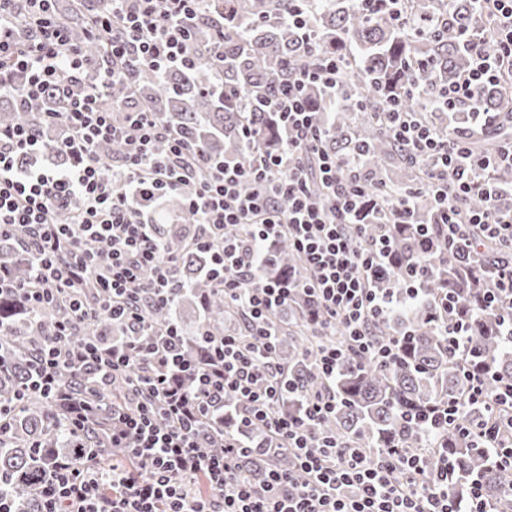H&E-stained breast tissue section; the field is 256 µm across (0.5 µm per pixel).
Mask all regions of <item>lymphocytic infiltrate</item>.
<instances>
[{"instance_id": "1", "label": "lymphocytic infiltrate", "mask_w": 512, "mask_h": 512, "mask_svg": "<svg viewBox=\"0 0 512 512\" xmlns=\"http://www.w3.org/2000/svg\"><path fill=\"white\" fill-rule=\"evenodd\" d=\"M92 2L89 34L103 40L107 61L91 80L81 49L55 20L56 0H0V95L39 108L36 125L0 127V238L27 231L32 267L30 280L18 283L0 266V294L17 293L33 310L52 303L68 308L15 399L53 397L65 376L83 370L102 383L124 382L136 398L134 407L113 406L103 421L89 406L64 419L74 436L100 426L130 462L104 470L91 455L57 461L36 512H491L475 484L465 501L449 499L455 466L447 449H439L429 474L426 449L379 448L369 455L338 442L324 427L336 410L331 391L305 395L295 412L280 406L275 318L297 292L313 304L306 324L318 339L315 358L327 380L352 353L397 363L398 339L379 341L372 322L427 296L450 352L464 348L468 335L466 320L452 317L459 296L430 293L431 261L408 264L403 288L383 293L374 286L388 271L391 227L377 238L364 236L369 202L362 153L339 157L325 150V129L307 100L312 86L341 96L335 56L315 54L293 81L281 82L266 105L287 140L244 167L194 148L159 113L135 104L119 110L107 100L112 84L135 87L143 71L195 66L201 55L189 28L213 0ZM487 2L472 24L467 71L438 92L447 111L471 103L465 131H437L401 98L378 113L384 129L425 170L417 188L381 205L394 225L415 224L417 194L432 193L436 222L415 224L419 250L427 252L434 235L445 236L463 267L476 262L483 240L499 242L502 255L482 272L489 285L479 309L500 317L512 347V311H503L512 308V207L501 204L512 198V183L494 185L486 176L489 164L512 167V142L492 160L469 148L494 124L491 113L474 106L480 89L512 79V0ZM110 141L122 142L121 155H102ZM35 151L60 152L72 162L21 167L19 158ZM315 179L322 192L313 191ZM247 181L252 191H243ZM170 193L186 202L194 228L187 248L209 255L224 304L244 326L243 334L207 339L201 364L183 358L180 325L157 328L147 320L150 309L171 302L177 286L178 254L150 220L155 204ZM476 196L483 206L466 209ZM281 237L304 272L262 280L264 246ZM96 313L125 325L127 337L108 345L73 341L76 324ZM489 372V366H474L466 403L436 405L417 420L454 422L471 406L512 409V382L489 393ZM231 398L238 403L239 429L263 424L271 439L285 443L294 468L269 469L257 483L242 468L250 446L227 442L220 453H202L210 416Z\"/></svg>"}]
</instances>
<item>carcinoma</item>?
<instances>
[{
	"label": "carcinoma",
	"mask_w": 512,
	"mask_h": 512,
	"mask_svg": "<svg viewBox=\"0 0 512 512\" xmlns=\"http://www.w3.org/2000/svg\"><path fill=\"white\" fill-rule=\"evenodd\" d=\"M91 4L87 0H70L58 10V20L70 28L92 65L100 60L99 42L84 37L90 25ZM232 8L234 22L224 27V77L219 81L211 63L204 59L196 68L171 69L167 72H144L135 93L136 102L161 113L181 132L193 147L215 157L224 155L246 165L255 150L266 145L280 146L286 134L277 117L261 104L252 111L240 112L232 92L249 93L255 84L274 89L279 81L292 76L293 68L309 59L311 51L303 31L288 27L280 13L288 9V0H228L212 7L213 14ZM480 7L479 0H409L404 24L382 12H361L353 0H321L309 26L315 31L320 48L333 53L344 63V90L349 96L343 107L316 90L309 91L313 111L325 124L328 151L342 156L354 148L363 149V169L369 193L377 198L391 190L415 185L423 167L411 160L404 149L388 138L376 124L374 115L386 99L412 85L422 89L426 98L415 105L423 118L441 131L463 124V115H448L431 105L436 88L453 81L468 65L465 42L472 29V18ZM197 48L206 50L215 39V28L206 18L193 24ZM478 106L491 112H505L509 103L499 87L482 88ZM36 116L10 96L0 97V125H31ZM249 127L253 145L246 143L242 129ZM508 127L502 126L486 139L472 143L478 155L490 156L506 143ZM155 219L165 224L168 243L181 246L192 228L185 223L182 200L163 197L155 210ZM394 267L388 276L377 281L379 288H399L404 283V267L419 258L417 241L405 230L394 232ZM428 259L434 265L435 288L458 293L469 307H475L481 284L468 280L452 268L448 244L439 241ZM11 276L18 282L32 275L29 254L17 248L5 258ZM205 255L192 251L182 258L179 278L185 289L177 291L172 304L149 312L150 322L158 326L178 316L183 302L191 300L204 308L200 329L214 336L224 334V295L210 287L202 268ZM300 267L296 255L282 239L265 249L263 273L279 277ZM311 309L304 297L290 316L281 317L283 345L291 349L284 364L287 387L296 389L286 398L288 408L300 406L302 393L321 387L312 367L313 343L305 323ZM62 308L49 305L36 312L28 310L20 296H0V321L7 328L4 338L12 356V373L0 380V402L14 401L17 387L25 379L30 361L40 346L51 339L50 332ZM430 300L420 301L400 316L373 326L374 333L388 338L398 331L407 333L406 356L398 363L382 367L359 357L343 359L336 372V416L327 424L336 438L349 440L358 448H389L393 445L416 448L427 442L425 430L406 425L407 415L431 405L462 400L467 395L466 368L458 357L448 352V340L432 322ZM467 350L493 363L500 376L512 377V351L502 337L489 331L490 322L468 312ZM42 325V332L32 329V321ZM112 340V321L95 316L82 321L75 341ZM89 375L82 373L63 382L67 397L47 400L32 396L24 401L10 419V426L0 434V495L5 496L15 512H34L41 490L49 478L55 459L98 454L103 464L125 458L122 448H100L99 430L73 438L56 428L69 414L72 403L88 399L85 385ZM493 417L482 409L471 411L460 425L438 430L439 446L456 451L460 468L448 480V495L459 496L471 481L482 483L485 497L499 509L512 512V468L495 466L483 452L471 447L473 438L467 431L489 425ZM246 443L254 446L245 462L253 476L262 475L269 464L288 466V454L266 452L270 438L264 428L255 425L246 432Z\"/></svg>",
	"instance_id": "cac0c4a2"
}]
</instances>
